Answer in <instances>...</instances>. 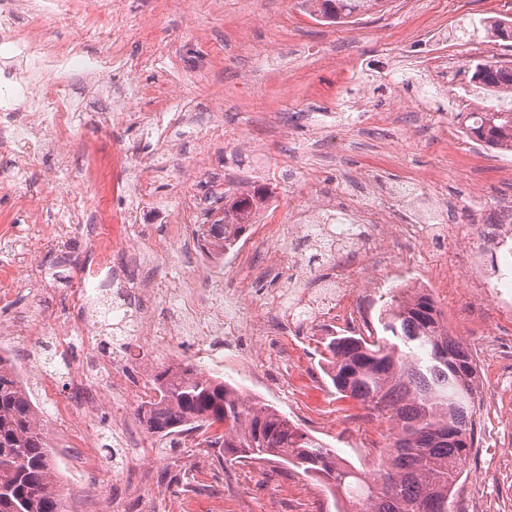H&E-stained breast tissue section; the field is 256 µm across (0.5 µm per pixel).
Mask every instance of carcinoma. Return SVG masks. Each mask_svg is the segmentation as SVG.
Here are the masks:
<instances>
[{
  "mask_svg": "<svg viewBox=\"0 0 512 512\" xmlns=\"http://www.w3.org/2000/svg\"><path fill=\"white\" fill-rule=\"evenodd\" d=\"M307 2L313 14L338 22L382 6V0ZM484 26L492 38L512 37V19ZM471 81L505 107L483 112L468 133L489 148L512 152V65L480 62ZM266 200L267 190L256 185L224 194V223L197 225L203 248L215 253L239 241ZM380 324V336H332L323 351L337 393L394 424L376 483L274 407L245 402L237 388L190 363L153 374L154 399L138 409V418L162 438L197 428L207 433L209 447L224 451L226 462L278 458L326 480L347 499L346 512H449L475 445L477 365L448 336L427 294L390 295ZM58 484L38 407L12 361L0 355V512H65Z\"/></svg>",
  "mask_w": 512,
  "mask_h": 512,
  "instance_id": "obj_1",
  "label": "carcinoma"
}]
</instances>
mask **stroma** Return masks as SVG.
I'll use <instances>...</instances> for the list:
<instances>
[{"label": "stroma", "instance_id": "obj_1", "mask_svg": "<svg viewBox=\"0 0 512 512\" xmlns=\"http://www.w3.org/2000/svg\"><path fill=\"white\" fill-rule=\"evenodd\" d=\"M300 0H61L41 18L29 12V0H12L16 11L13 34L41 38L59 48L82 44L86 58L112 53L106 79L114 86L135 83L142 96L136 110L154 112L150 91L165 87L171 109L154 112L152 128L138 122L111 120L102 128L78 127L62 147L39 139L0 142V274L14 278L15 292L0 320L39 325L35 338L0 332V354L17 368L45 366L56 380L54 395H45L39 380H26L39 420L56 455L54 464L66 512H337L341 503L323 482L302 471L271 461L261 465H227L217 449L204 444L178 448L138 425L139 399L112 402V376L150 382L163 364L189 362L250 390L302 430L336 448L357 469L372 476L392 424L375 417L352 398L337 394L320 367L319 340L328 329L343 332L336 322L301 329L292 346L289 366L272 360L278 340L255 350L251 337L239 338L234 351L215 342L202 355L191 352L190 339H174L153 349L127 348L104 353L91 378L105 394L95 406L75 401L73 374L90 347L75 344L58 350L54 333L70 311V295L94 260L95 248L83 228L66 241L44 235L25 241L24 227L53 224V211L41 199L59 187L78 196L87 212L125 206L136 208L131 234L150 242L158 263L130 264L122 287L157 277L170 287L195 282L199 295L210 284L199 264L204 253L194 234L169 237V221L184 192L207 204L205 221L224 210V189L242 185L269 187L265 207L269 223L285 224L298 205L344 203L349 193L377 187L396 197L398 224H493L512 204V153L474 146L464 126L458 97L481 100L470 80L448 78L433 87L432 78L410 56L413 36L431 19L442 20L452 42L486 38L482 19L512 17V0H424L421 12L407 10L403 0H388L383 11L370 12L348 23H330L309 16ZM112 17L123 21L128 36L108 46L91 24ZM159 52L152 65L129 71L145 41ZM275 50L259 54L260 46ZM403 106L390 123L375 126L362 108L384 110L394 91ZM132 149L126 169L114 168V153ZM38 152L40 164L24 176L16 166L22 152ZM445 179L429 185L428 172ZM136 173L148 196H113L112 187ZM255 262L276 261L274 278L242 282L231 268L223 288L234 294L246 288L244 311L259 319V303L268 293L299 288L319 267L315 246L263 237L249 225L242 237ZM27 251L41 278L28 277L14 264ZM418 243L388 239L375 278L379 287L370 302L369 329H378L379 311L393 287L392 273L402 259L416 255ZM442 314L448 334L469 348L476 359L479 391L502 388L501 399L476 401L477 442L465 473L453 491L454 512H512V462L498 459L497 450L512 448V389H503L504 352H512V320L497 307L453 293L439 283L421 285ZM262 362L257 388H250L233 364L239 359ZM71 401L70 416L57 403ZM72 455L91 452L82 467L67 465L58 450ZM118 461H111V450Z\"/></svg>", "mask_w": 512, "mask_h": 512}]
</instances>
